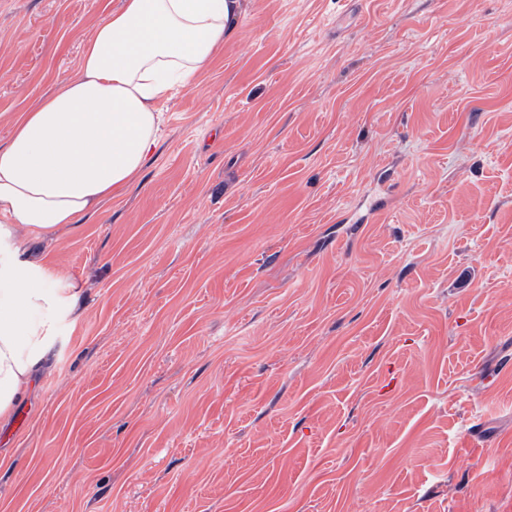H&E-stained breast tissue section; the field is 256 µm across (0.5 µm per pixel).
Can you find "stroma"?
I'll use <instances>...</instances> for the list:
<instances>
[{
  "label": "stroma",
  "instance_id": "obj_1",
  "mask_svg": "<svg viewBox=\"0 0 512 512\" xmlns=\"http://www.w3.org/2000/svg\"><path fill=\"white\" fill-rule=\"evenodd\" d=\"M123 0H0V145ZM82 290L0 512H512V0H240Z\"/></svg>",
  "mask_w": 512,
  "mask_h": 512
}]
</instances>
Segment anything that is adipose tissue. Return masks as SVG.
<instances>
[{"mask_svg":"<svg viewBox=\"0 0 512 512\" xmlns=\"http://www.w3.org/2000/svg\"><path fill=\"white\" fill-rule=\"evenodd\" d=\"M238 0H123L84 40L76 72L29 105L0 146V417L58 341L79 290L28 259L17 231L77 224L151 159L160 106L224 45Z\"/></svg>","mask_w":512,"mask_h":512,"instance_id":"ef3b65f1","label":"adipose tissue"}]
</instances>
